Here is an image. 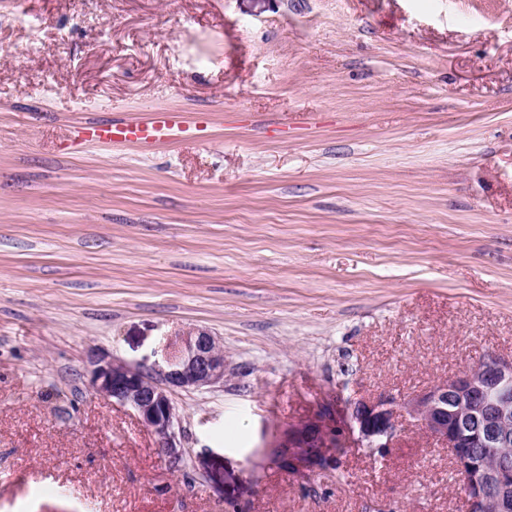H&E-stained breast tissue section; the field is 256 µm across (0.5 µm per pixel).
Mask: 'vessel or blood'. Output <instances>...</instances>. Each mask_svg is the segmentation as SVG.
<instances>
[{"instance_id":"1","label":"vessel or blood","mask_w":512,"mask_h":512,"mask_svg":"<svg viewBox=\"0 0 512 512\" xmlns=\"http://www.w3.org/2000/svg\"><path fill=\"white\" fill-rule=\"evenodd\" d=\"M209 124L208 114L199 113L189 119L184 113L173 109L150 112L144 119L88 121L72 128L65 149L74 152L87 144L151 147L186 139L202 140L208 136Z\"/></svg>"}]
</instances>
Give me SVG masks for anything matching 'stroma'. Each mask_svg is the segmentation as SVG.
I'll use <instances>...</instances> for the list:
<instances>
[{
    "label": "stroma",
    "mask_w": 512,
    "mask_h": 512,
    "mask_svg": "<svg viewBox=\"0 0 512 512\" xmlns=\"http://www.w3.org/2000/svg\"><path fill=\"white\" fill-rule=\"evenodd\" d=\"M156 109L209 140L60 149ZM194 328L225 375L173 393V468L87 359L161 369ZM487 354L512 358V0H0V512H465L408 420L328 474L268 450Z\"/></svg>",
    "instance_id": "35a3bbf8"
}]
</instances>
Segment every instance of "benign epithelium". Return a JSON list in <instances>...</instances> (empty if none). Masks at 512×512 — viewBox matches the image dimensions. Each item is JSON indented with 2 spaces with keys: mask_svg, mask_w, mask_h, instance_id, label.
I'll use <instances>...</instances> for the list:
<instances>
[{
  "mask_svg": "<svg viewBox=\"0 0 512 512\" xmlns=\"http://www.w3.org/2000/svg\"><path fill=\"white\" fill-rule=\"evenodd\" d=\"M164 357L168 370L156 374L93 353L89 386L100 397L130 407L156 438L160 454L175 467L183 460L184 448L172 394L224 382V349L209 331L192 329L169 342ZM404 414L448 447L463 484L466 512H512V456L501 454L489 463L479 458L481 448L512 447V359L486 355L425 393L356 401L344 424L335 404L324 403L305 423L284 428L275 448L342 446L355 433L361 445L385 455Z\"/></svg>",
  "mask_w": 512,
  "mask_h": 512,
  "instance_id": "obj_1",
  "label": "benign epithelium"
}]
</instances>
